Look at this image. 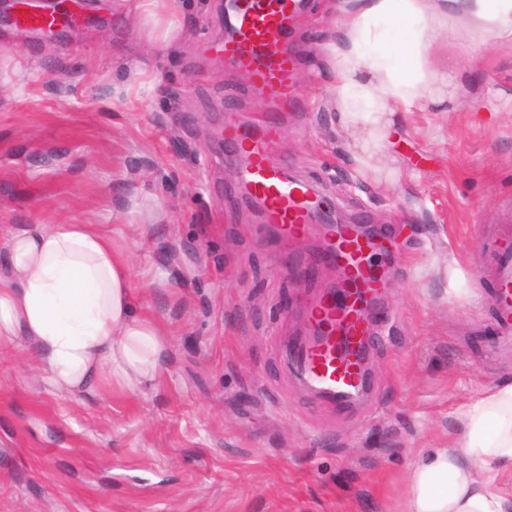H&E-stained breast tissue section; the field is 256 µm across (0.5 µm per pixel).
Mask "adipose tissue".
<instances>
[{"mask_svg":"<svg viewBox=\"0 0 512 512\" xmlns=\"http://www.w3.org/2000/svg\"><path fill=\"white\" fill-rule=\"evenodd\" d=\"M403 28L399 44L388 34ZM512 42V0H355L328 34L330 107L361 176L376 171L395 113L420 110L436 48L475 29ZM0 354L24 350L40 381L93 402L152 386L171 361L165 335L136 316L128 255L103 224H4ZM461 435L418 462L408 512H512V383L458 413Z\"/></svg>","mask_w":512,"mask_h":512,"instance_id":"obj_1","label":"adipose tissue"}]
</instances>
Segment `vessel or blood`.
<instances>
[{"mask_svg":"<svg viewBox=\"0 0 512 512\" xmlns=\"http://www.w3.org/2000/svg\"><path fill=\"white\" fill-rule=\"evenodd\" d=\"M301 6L302 0L225 2V16L235 36L224 43V57L251 71L256 90L281 112L298 103L292 22ZM82 20L78 13H26L14 24L51 31ZM278 134V122L268 115L250 124L231 117L224 122V141L236 147L243 160L240 189L258 207L264 223L273 227L277 245L286 247L310 233L321 202L307 184L289 177L272 159L270 146ZM322 237L325 254L339 275V289L325 292L306 308L308 334L288 350L306 386L344 407L368 394L365 365L374 333L373 312L389 282L365 265L366 244L352 225H326ZM494 282L497 350L512 357V230L501 236Z\"/></svg>","mask_w":512,"mask_h":512,"instance_id":"obj_1","label":"vessel or blood"}]
</instances>
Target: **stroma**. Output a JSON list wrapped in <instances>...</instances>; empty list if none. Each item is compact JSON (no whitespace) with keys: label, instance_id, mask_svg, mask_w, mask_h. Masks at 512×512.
<instances>
[{"label":"stroma","instance_id":"stroma-1","mask_svg":"<svg viewBox=\"0 0 512 512\" xmlns=\"http://www.w3.org/2000/svg\"><path fill=\"white\" fill-rule=\"evenodd\" d=\"M335 3L295 21L301 104L276 113L271 153L393 250L371 391L343 410L286 346L334 275L321 238L274 247L219 136L225 113H274L215 52L224 0H87L93 24L51 39L0 27V225H111L172 354L148 390L94 403L1 359L0 512H405L461 406L512 383L490 299L512 226V45L449 37L456 81L364 179L328 105Z\"/></svg>","mask_w":512,"mask_h":512}]
</instances>
